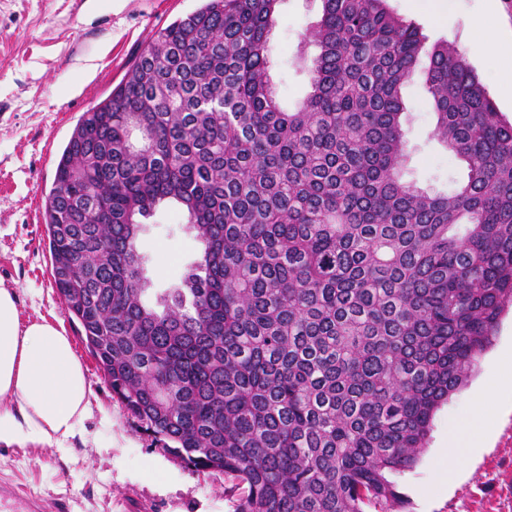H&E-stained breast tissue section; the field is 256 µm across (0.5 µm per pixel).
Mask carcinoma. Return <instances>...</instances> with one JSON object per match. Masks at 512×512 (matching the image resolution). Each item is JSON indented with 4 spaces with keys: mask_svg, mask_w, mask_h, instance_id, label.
<instances>
[{
    "mask_svg": "<svg viewBox=\"0 0 512 512\" xmlns=\"http://www.w3.org/2000/svg\"><path fill=\"white\" fill-rule=\"evenodd\" d=\"M385 0H323L311 90L269 79L280 0H207L84 113L46 224L54 284L112 394L235 512H402L426 447L512 308V123L456 47L429 52L447 194L403 182L400 91L424 48ZM174 201L198 265L145 304L142 221Z\"/></svg>",
    "mask_w": 512,
    "mask_h": 512,
    "instance_id": "carcinoma-1",
    "label": "carcinoma"
}]
</instances>
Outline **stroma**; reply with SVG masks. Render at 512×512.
Instances as JSON below:
<instances>
[{"instance_id": "stroma-1", "label": "stroma", "mask_w": 512, "mask_h": 512, "mask_svg": "<svg viewBox=\"0 0 512 512\" xmlns=\"http://www.w3.org/2000/svg\"><path fill=\"white\" fill-rule=\"evenodd\" d=\"M204 0H0V286L17 298L21 323L46 320L64 329L90 382L86 435L68 453L50 446L0 447V512H234L241 491L218 470L195 472L163 453L113 399L102 371L70 322L52 275L46 207L57 163L79 119L106 99L153 34L197 11ZM412 21L425 47L453 42L479 76L498 112L512 120V77L499 62L471 54L480 33L473 16L512 38V0H385ZM322 0H282L268 38L270 80L280 106L295 111L310 90L296 54L313 58ZM406 83L401 118L407 157L402 179L446 193L467 170L434 135L436 115L422 69ZM144 301L180 284L202 245L174 203L160 205L139 233ZM512 350V311L467 385L436 412L415 467L400 475L406 512H512V404L498 408L482 446L457 479L438 485L437 463L448 425L493 384L490 361Z\"/></svg>"}]
</instances>
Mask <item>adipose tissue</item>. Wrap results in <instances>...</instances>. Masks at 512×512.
I'll return each mask as SVG.
<instances>
[{
	"instance_id": "adipose-tissue-1",
	"label": "adipose tissue",
	"mask_w": 512,
	"mask_h": 512,
	"mask_svg": "<svg viewBox=\"0 0 512 512\" xmlns=\"http://www.w3.org/2000/svg\"><path fill=\"white\" fill-rule=\"evenodd\" d=\"M90 395L64 330L45 321L21 325L14 292L0 287V446L67 450L84 431ZM486 429L477 415L466 414L449 443L446 481L454 480Z\"/></svg>"
}]
</instances>
